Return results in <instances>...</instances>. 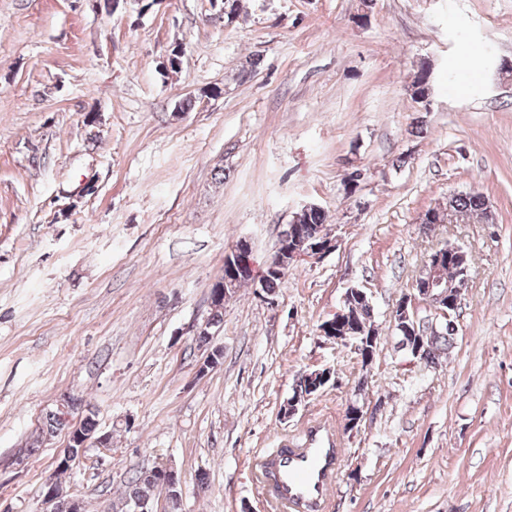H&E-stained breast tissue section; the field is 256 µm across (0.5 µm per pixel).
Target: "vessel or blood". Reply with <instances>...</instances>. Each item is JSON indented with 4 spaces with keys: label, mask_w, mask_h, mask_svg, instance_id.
I'll use <instances>...</instances> for the list:
<instances>
[{
    "label": "vessel or blood",
    "mask_w": 512,
    "mask_h": 512,
    "mask_svg": "<svg viewBox=\"0 0 512 512\" xmlns=\"http://www.w3.org/2000/svg\"><path fill=\"white\" fill-rule=\"evenodd\" d=\"M340 456L341 442L332 427L322 423L305 427L290 447L265 458L274 497L289 512H319Z\"/></svg>",
    "instance_id": "vessel-or-blood-1"
}]
</instances>
